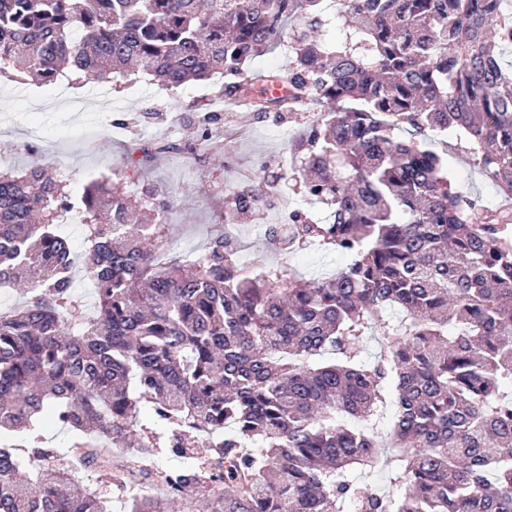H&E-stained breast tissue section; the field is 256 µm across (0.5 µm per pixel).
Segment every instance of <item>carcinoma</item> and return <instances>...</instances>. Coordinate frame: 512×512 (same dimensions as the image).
Returning a JSON list of instances; mask_svg holds the SVG:
<instances>
[{"instance_id":"obj_1","label":"carcinoma","mask_w":512,"mask_h":512,"mask_svg":"<svg viewBox=\"0 0 512 512\" xmlns=\"http://www.w3.org/2000/svg\"><path fill=\"white\" fill-rule=\"evenodd\" d=\"M0 0V76L52 84L69 69L110 84L149 77L166 89L224 76V97L263 118L328 108L293 153L303 197L266 224L279 260L244 270L215 237L196 260H161L167 203L122 175L79 195L88 248L58 231L72 212L49 167L0 171V288L26 301L0 310V512H110L107 500L47 467L36 479L16 448L50 458L42 430L82 434L77 455L137 481L129 512L166 498L208 512H512V239L509 209L482 210L448 181L441 156L394 130L458 131L474 164L512 198V0ZM337 26L344 36L320 39ZM288 42L286 63L239 81ZM355 101L356 108L343 104ZM200 144L221 117L188 104ZM128 150L124 167L178 151ZM281 177L231 193L224 222L279 200ZM317 244L346 258L303 279L288 263ZM80 266L93 311L74 294ZM373 361L360 349L375 333ZM395 412L385 441L377 429ZM124 448L112 459L104 444ZM203 467L153 470L156 448ZM383 464L401 496L359 484Z\"/></svg>"}]
</instances>
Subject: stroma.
Instances as JSON below:
<instances>
[{"instance_id": "35a3bbf8", "label": "stroma", "mask_w": 512, "mask_h": 512, "mask_svg": "<svg viewBox=\"0 0 512 512\" xmlns=\"http://www.w3.org/2000/svg\"><path fill=\"white\" fill-rule=\"evenodd\" d=\"M219 81L189 84L176 92L162 89L145 79L114 89L92 81L56 84H19L0 82V168H26L32 164L57 169L80 192L86 181L110 175L120 169L128 144L164 138L187 143L192 128L185 117L190 102H212ZM166 102L165 121L153 124L132 123L112 130L111 119L132 116L157 101ZM321 107L312 106L302 116L285 115L257 119L247 111L224 105L223 125L232 135L233 146L219 153L198 150L188 161L171 154L151 163L141 179L127 183L130 193H137L148 182L176 193V203L167 213L168 240L173 254L188 257L201 251L207 242L224 231V206L227 193L238 187L237 173L247 167L253 182H261L270 173L283 175V197L287 207L306 209L314 221L326 215L321 205L306 201L296 192L292 177L291 143L302 121L319 116ZM432 150L448 160V179L459 191L478 204L494 207L500 203L495 182L474 164L468 144L455 134L427 135ZM280 211H268L247 218L239 230L248 245L245 261L270 264L274 253L266 246L262 227L281 221ZM47 447L53 448L49 464L67 475L84 492L105 496L112 512H126L128 493L112 483L109 472L78 470L73 466L74 433L66 427L44 430Z\"/></svg>"}]
</instances>
